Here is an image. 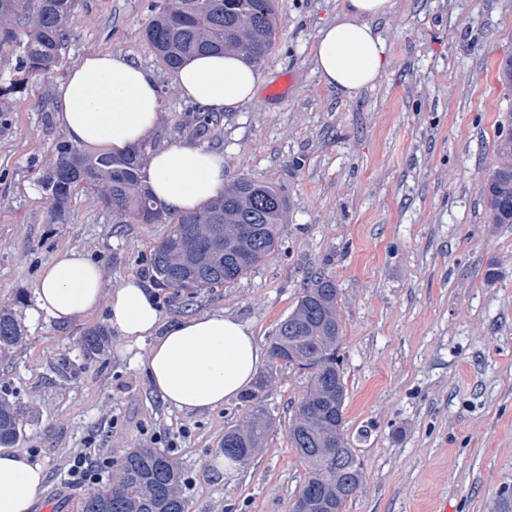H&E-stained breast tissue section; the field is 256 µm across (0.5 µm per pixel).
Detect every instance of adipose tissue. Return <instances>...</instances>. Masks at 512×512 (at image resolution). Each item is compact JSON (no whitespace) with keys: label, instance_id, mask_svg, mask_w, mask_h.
I'll return each mask as SVG.
<instances>
[{"label":"adipose tissue","instance_id":"obj_1","mask_svg":"<svg viewBox=\"0 0 512 512\" xmlns=\"http://www.w3.org/2000/svg\"><path fill=\"white\" fill-rule=\"evenodd\" d=\"M392 2L343 0L339 17L321 29L312 48L327 85L349 96L384 75L386 44L372 22L390 13ZM259 81L256 68L234 54L188 58L174 75L182 96L216 113L251 100ZM160 115L154 74L120 54L91 52L58 86L57 120L72 143L90 152L139 145ZM145 173L154 196L175 213L200 208L226 180L223 156L191 142L152 152ZM35 296L38 309L59 324L104 307L121 336L149 341L144 371L153 391L179 411L223 407L251 386L267 358L248 322L222 311L164 322L146 281L130 276L105 290L102 267L75 249L44 265ZM44 482L42 466L28 453L0 448V512H31Z\"/></svg>","mask_w":512,"mask_h":512}]
</instances>
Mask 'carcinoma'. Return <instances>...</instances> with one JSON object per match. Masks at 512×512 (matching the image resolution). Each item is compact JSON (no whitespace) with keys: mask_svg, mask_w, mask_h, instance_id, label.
Returning <instances> with one entry per match:
<instances>
[{"mask_svg":"<svg viewBox=\"0 0 512 512\" xmlns=\"http://www.w3.org/2000/svg\"><path fill=\"white\" fill-rule=\"evenodd\" d=\"M75 0H0V58L17 60L13 78L0 82V99L20 89L22 73L46 72L68 48L74 30ZM279 0H160L144 29L158 60L175 69L192 55L232 53L256 66L273 48ZM24 28V34L18 28ZM496 79L512 90V54L496 67ZM209 112L192 111L188 128L202 135L213 123ZM147 144L121 153L85 155L67 142L43 181L51 202L49 223L65 221L76 188L100 191V199L120 217L139 224L167 223L169 232L154 248L151 267L158 286L191 296L199 290L230 287L278 251L284 200L274 187L247 177L224 183V193L198 211L173 214L145 184ZM496 161L483 179V203L493 224H512V131L499 136ZM244 224L249 236L237 233ZM336 280L318 274L303 288L295 309L277 326L271 357L308 377L305 393L288 424V441L305 474L291 512H346L363 482V468L345 436L343 380ZM20 339L13 316L0 313V350ZM107 343L102 327L87 330L83 353L99 355ZM257 390L242 397L247 420L224 432L222 450L230 464L245 465L274 426L259 404ZM21 413L0 395V447L15 444ZM177 463L160 448H129L112 482L83 498L80 512H188L178 486Z\"/></svg>","mask_w":512,"mask_h":512,"instance_id":"carcinoma-1","label":"carcinoma"}]
</instances>
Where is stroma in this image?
Returning <instances> with one entry per match:
<instances>
[{
  "instance_id": "obj_1",
  "label": "stroma",
  "mask_w": 512,
  "mask_h": 512,
  "mask_svg": "<svg viewBox=\"0 0 512 512\" xmlns=\"http://www.w3.org/2000/svg\"><path fill=\"white\" fill-rule=\"evenodd\" d=\"M155 2L76 0L66 53L0 112V310L23 333L0 354V394L23 410L17 449L45 472L35 512H79L130 448L169 452L188 512H289L304 474L287 436L302 372L264 364L262 405L275 425L248 464L221 472L212 460L245 416L241 399L208 413L169 408L140 367L148 342L113 331L89 361L82 339L107 326L106 310L63 326L36 306L41 269L57 252H86L110 290L131 275L152 279V250L169 232L118 219L88 188L74 192L64 223L47 221L41 181L65 138L57 88L98 49L155 74L161 121L151 148L196 141L223 155L228 176L271 184L285 200L274 255L191 299L157 289L162 319L222 310L267 348L314 274L333 276L345 430L364 472L347 512H497L500 492L512 491V224L489 223L482 186L512 121V91L494 76L512 53V0H393L372 22L387 72L349 97L324 83L311 55L342 0H279L255 97L197 139L182 124L190 100L144 38ZM78 456L94 485L73 477Z\"/></svg>"
}]
</instances>
